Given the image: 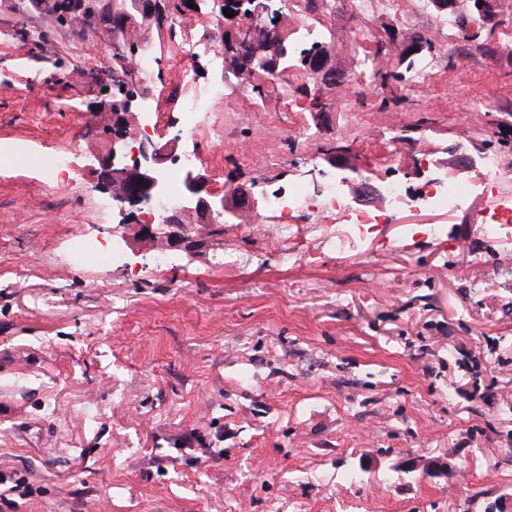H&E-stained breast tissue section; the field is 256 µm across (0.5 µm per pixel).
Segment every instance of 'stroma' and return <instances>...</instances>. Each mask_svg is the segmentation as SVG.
<instances>
[{
  "mask_svg": "<svg viewBox=\"0 0 512 512\" xmlns=\"http://www.w3.org/2000/svg\"><path fill=\"white\" fill-rule=\"evenodd\" d=\"M66 2L0 0V466L32 489L13 512H486L512 497V253L478 223L490 198L393 209L342 253L325 241L347 231L345 213L280 241L268 211L243 206L218 226L187 212L196 245L173 249L169 229L143 234L102 184L131 125L97 61L135 36L153 79L125 77L132 109L170 128L186 104L173 41L204 42L198 86L244 96L210 110L223 151L170 131L154 145L196 153L225 194L258 198L325 186L347 163L363 174L354 201L381 209L365 184L413 190L436 163L478 184L485 153L512 168V43L499 38L512 0H496L494 23L461 7L439 26L383 0L363 16L299 0L336 73L320 112L290 95L307 81L295 66L265 98L243 90L230 66L242 22L213 0L159 22L152 0ZM393 30L433 49L386 104L348 75L359 58L397 68ZM71 143L78 186L37 165ZM411 224L443 234L413 237ZM83 234L123 238L126 262H67ZM432 459L444 474H425Z\"/></svg>",
  "mask_w": 512,
  "mask_h": 512,
  "instance_id": "1",
  "label": "stroma"
}]
</instances>
